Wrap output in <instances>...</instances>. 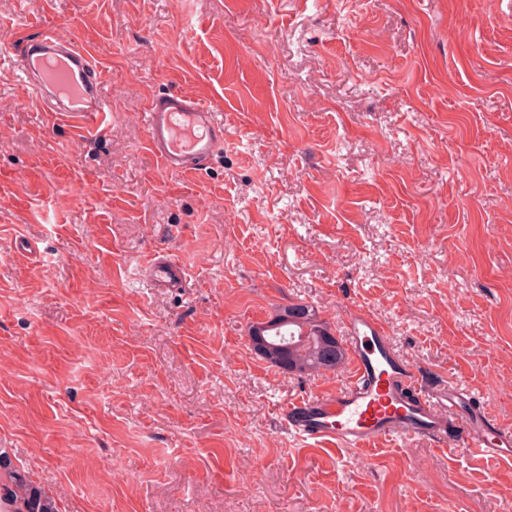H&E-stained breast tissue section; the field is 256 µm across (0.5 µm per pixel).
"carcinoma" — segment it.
<instances>
[{
    "mask_svg": "<svg viewBox=\"0 0 512 512\" xmlns=\"http://www.w3.org/2000/svg\"><path fill=\"white\" fill-rule=\"evenodd\" d=\"M279 330L288 337V348L282 350L284 366L300 375L320 372L316 352L332 334L328 322L318 318L309 305L283 306L277 310ZM0 506L4 512H59L55 498L44 488L32 483L16 469L8 455L0 452Z\"/></svg>",
    "mask_w": 512,
    "mask_h": 512,
    "instance_id": "obj_1",
    "label": "carcinoma"
}]
</instances>
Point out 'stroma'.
Segmentation results:
<instances>
[{
    "label": "stroma",
    "instance_id": "35a3bbf8",
    "mask_svg": "<svg viewBox=\"0 0 512 512\" xmlns=\"http://www.w3.org/2000/svg\"><path fill=\"white\" fill-rule=\"evenodd\" d=\"M95 48L78 136L0 81V451L60 512H512V461L425 436L304 441L282 405L343 387L256 356L292 302L354 309L512 430V0H0ZM224 110L192 177L145 146L150 97ZM170 252L178 292L142 266Z\"/></svg>",
    "mask_w": 512,
    "mask_h": 512
}]
</instances>
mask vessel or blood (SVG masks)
Masks as SVG:
<instances>
[{"label":"vessel or blood","mask_w":512,"mask_h":512,"mask_svg":"<svg viewBox=\"0 0 512 512\" xmlns=\"http://www.w3.org/2000/svg\"><path fill=\"white\" fill-rule=\"evenodd\" d=\"M13 73L76 132L94 134L108 110L105 74L92 51L45 27L18 44ZM146 147L171 175L206 171L224 151L221 106L170 91L150 98L142 114ZM186 269L171 254L155 255L147 272L154 288L181 290ZM351 375L335 392L288 401L283 424L297 436L343 448H364L377 441L427 436L444 440L450 416L462 406L463 450L474 456L512 459V431L501 428L484 410L471 407L470 392L458 385L427 387L423 375L400 357L385 326L365 310L346 323Z\"/></svg>","instance_id":"obj_1"}]
</instances>
